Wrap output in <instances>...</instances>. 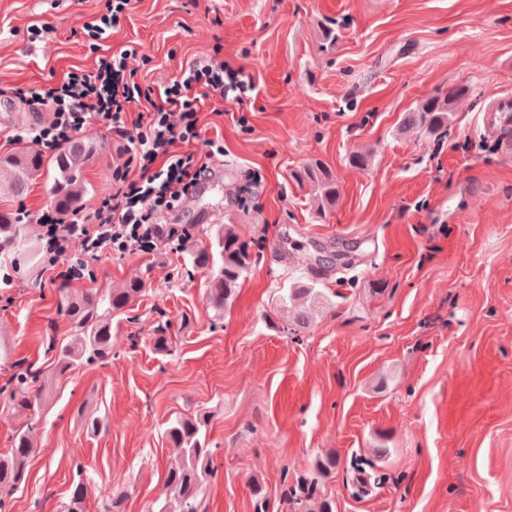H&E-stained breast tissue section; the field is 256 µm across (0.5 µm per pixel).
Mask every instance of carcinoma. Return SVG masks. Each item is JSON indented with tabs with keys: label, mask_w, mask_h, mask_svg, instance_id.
Segmentation results:
<instances>
[{
	"label": "carcinoma",
	"mask_w": 512,
	"mask_h": 512,
	"mask_svg": "<svg viewBox=\"0 0 512 512\" xmlns=\"http://www.w3.org/2000/svg\"><path fill=\"white\" fill-rule=\"evenodd\" d=\"M468 93L466 85L435 90L405 114L402 127L418 128L431 136L445 133L453 121L454 105ZM97 155V142L85 137H75L48 155L22 143L14 152L0 155V191L6 190L19 197L37 179L50 176L53 206L62 216L69 217L83 209L89 189L82 171ZM296 177L311 186L319 200L320 212L326 213L336 206L339 191L327 167L320 163L309 164ZM209 240L210 244L202 246L193 240V232L188 231L184 250L192 268L209 273L207 302L219 322L224 312L232 307L240 280L252 263L251 243L237 234L230 221L210 225ZM0 254L30 260L38 255L37 248L29 245L25 238L17 213L0 212ZM317 285L318 279L314 277L299 278L280 295L278 310L288 312L295 326H308L327 301L326 294ZM146 288V280L135 274L117 288H92L80 295L62 293L59 311L70 321L73 333L50 345L54 351L53 374L61 376L77 366L111 359L112 320L122 316ZM11 382L14 386L9 399L13 409L28 411L41 403L42 390L31 389L29 373H15ZM208 425L209 416L205 413L179 416L170 422L165 437L177 449L179 461L165 473L169 497L148 512H200L203 486L208 477L216 473L217 445L209 437ZM32 450L33 425L22 423L14 430L9 453L0 457V512H7L13 491L26 481ZM87 493V485L77 481L71 489L67 512H82ZM97 493L106 501V512H124V494L119 487L108 482L97 486ZM291 499L296 512H333V504L325 499L318 503L307 502L296 493Z\"/></svg>",
	"instance_id": "carcinoma-1"
}]
</instances>
